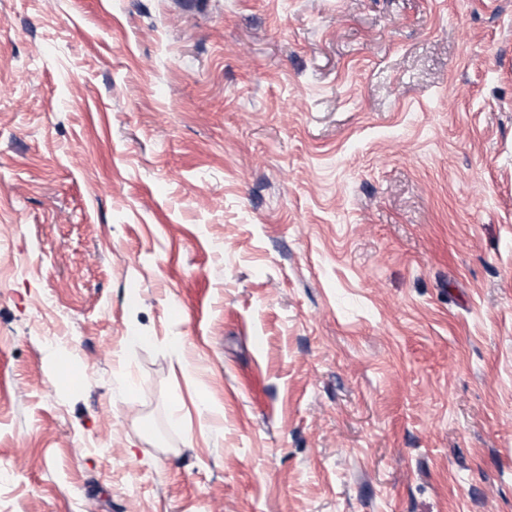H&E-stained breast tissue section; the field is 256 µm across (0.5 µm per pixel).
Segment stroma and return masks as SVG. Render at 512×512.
<instances>
[{
  "label": "stroma",
  "instance_id": "stroma-1",
  "mask_svg": "<svg viewBox=\"0 0 512 512\" xmlns=\"http://www.w3.org/2000/svg\"><path fill=\"white\" fill-rule=\"evenodd\" d=\"M0 512H512V0H0Z\"/></svg>",
  "mask_w": 512,
  "mask_h": 512
}]
</instances>
